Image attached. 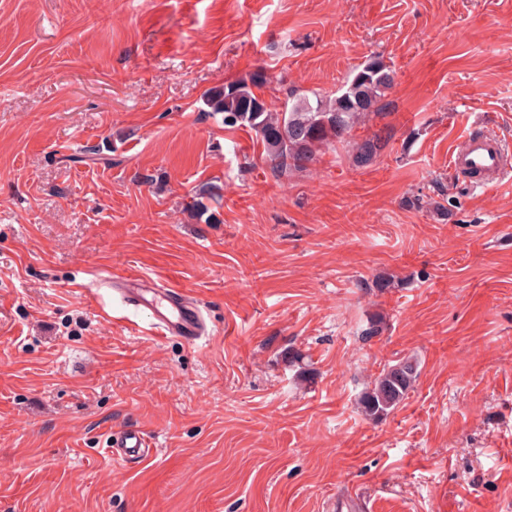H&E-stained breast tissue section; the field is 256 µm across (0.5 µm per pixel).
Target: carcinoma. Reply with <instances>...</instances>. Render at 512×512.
Listing matches in <instances>:
<instances>
[{
	"mask_svg": "<svg viewBox=\"0 0 512 512\" xmlns=\"http://www.w3.org/2000/svg\"><path fill=\"white\" fill-rule=\"evenodd\" d=\"M265 82L266 77L257 73L249 83L213 88L205 97L206 105L224 113V127L253 131L256 143L275 167H296L312 160L316 148L345 139L362 117L379 111L392 73L383 60L372 56L336 95L319 97L313 104L300 98L281 110L255 92ZM380 148V135L363 139L356 144V163H370ZM417 376L418 363L410 359L383 368L360 400L362 411L373 419L388 415L403 401Z\"/></svg>",
	"mask_w": 512,
	"mask_h": 512,
	"instance_id": "cac0c4a2",
	"label": "carcinoma"
}]
</instances>
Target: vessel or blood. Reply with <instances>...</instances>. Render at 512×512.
<instances>
[{"instance_id":"vessel-or-blood-1","label":"vessel or blood","mask_w":512,"mask_h":512,"mask_svg":"<svg viewBox=\"0 0 512 512\" xmlns=\"http://www.w3.org/2000/svg\"><path fill=\"white\" fill-rule=\"evenodd\" d=\"M448 165L451 169L472 174L476 186L492 188L512 177V147L492 132H472L453 148ZM109 286L134 307L148 309L157 334L175 336L189 343L203 337L205 327L201 310L178 285H159L127 275L113 278ZM151 451L144 433L134 429L121 433L115 443V454L122 458L144 459Z\"/></svg>"}]
</instances>
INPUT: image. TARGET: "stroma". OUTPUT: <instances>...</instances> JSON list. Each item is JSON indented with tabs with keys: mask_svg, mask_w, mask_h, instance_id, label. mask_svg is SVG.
I'll return each mask as SVG.
<instances>
[{
	"mask_svg": "<svg viewBox=\"0 0 512 512\" xmlns=\"http://www.w3.org/2000/svg\"><path fill=\"white\" fill-rule=\"evenodd\" d=\"M372 55L381 114L302 169L203 100L331 95ZM473 127L512 143V0H0V512H512V180L450 170ZM131 272L204 338L101 283ZM108 286L134 307L148 309L158 335L179 337L188 343L203 337L205 327L200 307L178 285H157L154 281L127 275L113 276ZM417 376L418 363L410 359L384 367L372 387L363 394L362 411L372 419L387 416L403 401ZM108 448L111 449V453L119 456L122 460L126 457H135L144 460L150 456L152 451L151 445L146 440L144 433L134 429L121 433L114 444L111 434ZM114 448L116 449L112 450Z\"/></svg>",
	"mask_w": 512,
	"mask_h": 512,
	"instance_id": "1",
	"label": "stroma"
}]
</instances>
